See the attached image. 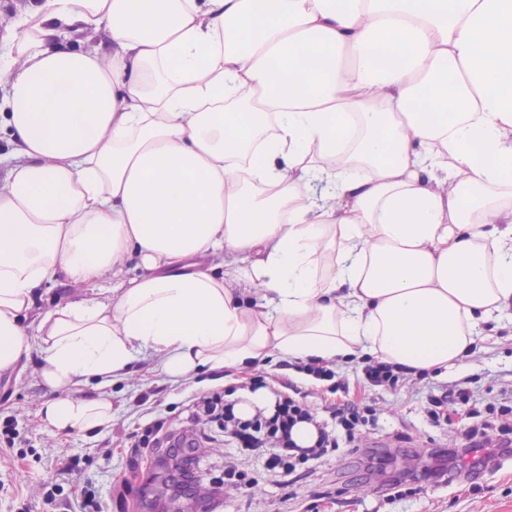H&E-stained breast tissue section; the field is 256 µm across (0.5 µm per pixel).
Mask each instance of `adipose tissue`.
Masks as SVG:
<instances>
[{
  "instance_id": "ef3b65f1",
  "label": "adipose tissue",
  "mask_w": 512,
  "mask_h": 512,
  "mask_svg": "<svg viewBox=\"0 0 512 512\" xmlns=\"http://www.w3.org/2000/svg\"><path fill=\"white\" fill-rule=\"evenodd\" d=\"M6 40L0 373L40 353L57 433L143 356L467 368L512 313V0H33ZM112 278L106 276L104 280L100 281L96 286H84L83 288H73L68 285L45 287L43 288V298H40L35 306V314H44L45 312L53 309L56 305L66 302L69 298L76 295H91L92 289L90 288H111Z\"/></svg>"
}]
</instances>
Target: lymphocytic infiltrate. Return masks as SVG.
<instances>
[{
	"label": "lymphocytic infiltrate",
	"mask_w": 512,
	"mask_h": 512,
	"mask_svg": "<svg viewBox=\"0 0 512 512\" xmlns=\"http://www.w3.org/2000/svg\"><path fill=\"white\" fill-rule=\"evenodd\" d=\"M361 372L369 385L391 391L429 376L428 370L415 371L375 358L366 359ZM187 412V427L179 432L174 431L170 417L156 415L133 434V447L156 450L187 446L199 455L219 439L233 448L267 449V469L308 474L319 460L340 447L361 448L378 421L375 407L368 402L340 403L323 417L306 402L280 391L269 415L260 410L251 418H239L233 403L218 391L193 398ZM425 412L436 424L454 416L460 418L464 426L461 447L451 454L455 470L493 465L500 451L512 446V389H501L494 400L480 402L473 389L458 380L441 394L429 395ZM300 422L315 425L318 437L314 446L302 448L293 441L291 431Z\"/></svg>",
	"instance_id": "obj_1"
}]
</instances>
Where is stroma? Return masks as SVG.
I'll return each mask as SVG.
<instances>
[{
    "label": "stroma",
    "mask_w": 512,
    "mask_h": 512,
    "mask_svg": "<svg viewBox=\"0 0 512 512\" xmlns=\"http://www.w3.org/2000/svg\"><path fill=\"white\" fill-rule=\"evenodd\" d=\"M474 365L434 374L395 392L359 385L360 363L337 362L336 371L348 381L351 398L374 401L379 427L370 448L381 460H369L368 450L339 452L319 463L315 472L299 477L279 476L256 466L253 459L230 452L215 441L206 452L207 482L189 499H175L167 486L164 456L128 448L127 437L142 421L135 400L155 392L162 410L184 416L192 395L221 391L261 374L289 381L276 359L232 371L225 379L203 372L187 383L175 384L161 373H148V360L137 361L128 377L110 387L112 421L92 432L64 436L47 428L37 405L48 392L37 377L38 361L0 374V431L11 429L14 446L0 443V512H512V459L483 472L474 483L462 480L434 487L393 502L386 498L389 479L399 472L428 465L427 451L447 448L460 430L452 422L429 424L424 406L430 384L442 385L473 376L478 397L489 389L512 385V326H491L477 338ZM249 469L251 485L228 487L225 494L209 493L208 481L224 474L225 462ZM59 486L53 500L47 487Z\"/></svg>",
    "instance_id": "obj_1"
}]
</instances>
